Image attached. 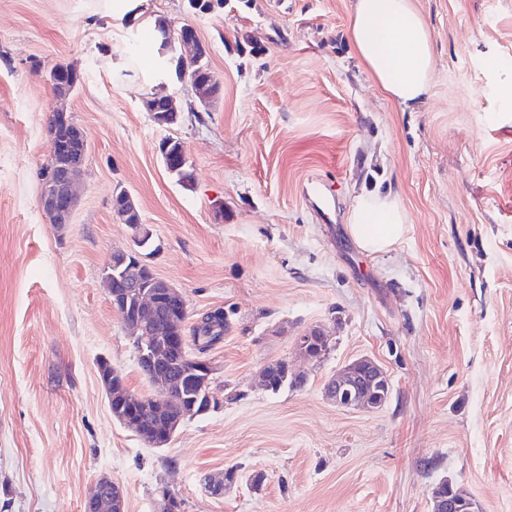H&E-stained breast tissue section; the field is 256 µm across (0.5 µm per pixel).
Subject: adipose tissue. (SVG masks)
I'll return each mask as SVG.
<instances>
[{
  "mask_svg": "<svg viewBox=\"0 0 512 512\" xmlns=\"http://www.w3.org/2000/svg\"><path fill=\"white\" fill-rule=\"evenodd\" d=\"M348 35L356 54L385 94L410 108L430 86L434 54L427 24L412 0H355ZM408 216L393 192L354 198L347 230L366 253L379 255L403 238Z\"/></svg>",
  "mask_w": 512,
  "mask_h": 512,
  "instance_id": "ef3b65f1",
  "label": "adipose tissue"
}]
</instances>
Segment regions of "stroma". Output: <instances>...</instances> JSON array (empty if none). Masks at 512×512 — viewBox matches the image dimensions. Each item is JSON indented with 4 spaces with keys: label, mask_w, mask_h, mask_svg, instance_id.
<instances>
[{
    "label": "stroma",
    "mask_w": 512,
    "mask_h": 512,
    "mask_svg": "<svg viewBox=\"0 0 512 512\" xmlns=\"http://www.w3.org/2000/svg\"><path fill=\"white\" fill-rule=\"evenodd\" d=\"M433 44L423 102L402 110L347 37L353 0H0V512H83L94 481L124 512H432L441 480L478 512H512V0H413ZM195 24L219 91L201 107L190 72L163 77L154 22ZM73 65L65 105L87 152L72 221L39 206L57 105L46 73ZM173 96L157 124L151 94ZM181 141L191 179L159 153ZM335 184L336 218L299 187ZM131 193L151 233L139 248L184 294L185 331L223 310L205 355L219 405L152 448L112 415L106 359L140 396L155 387L103 283L134 246L113 216ZM396 193L402 241L373 256L349 237L360 193ZM319 326L321 362L296 339ZM370 358L391 393L373 410L336 405L325 385ZM284 360L307 381L265 390ZM238 468L212 494L211 480ZM265 481L253 488L250 473ZM102 497L109 503L111 510L115 512H122L124 505V495L121 487L106 476H102L93 485L90 493L88 494L84 511L85 512H98L102 504Z\"/></svg>",
    "instance_id": "1"
}]
</instances>
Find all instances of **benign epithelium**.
<instances>
[{"label":"benign epithelium","mask_w":512,"mask_h":512,"mask_svg":"<svg viewBox=\"0 0 512 512\" xmlns=\"http://www.w3.org/2000/svg\"><path fill=\"white\" fill-rule=\"evenodd\" d=\"M177 34L184 49L187 60L201 61L200 50L203 46L195 26L187 21L177 27H168L164 35ZM147 111L160 115L159 122L173 124L178 119L179 110L174 99L162 105L145 102ZM53 123L69 129L73 140L79 143L78 155L74 158L57 154L54 138H49L50 162L48 167L54 171V176L41 185L40 207L53 224L71 223L77 198L75 194L76 180L81 172V166L86 154L87 141L84 131L72 120V115L63 110L52 112ZM113 210L116 218L130 225L138 232L135 242L140 243L149 233L140 224V217L135 202L129 192H124L115 203ZM148 266L140 260L138 251H114L104 268V278L108 284L109 295L123 289L126 306L131 309L132 321L128 325L134 337L137 356L143 373L153 382L162 386L163 392L157 398L136 399L139 407L122 417L120 422L134 431L142 440L152 447H163L170 443L177 426V420L168 421L167 428L160 431H146L147 425L154 422L152 410L165 406L170 399L171 387L169 371L179 367L181 379L188 385L209 384L212 367L207 361H194L190 366H179L175 362L162 363L152 350L155 340L163 341L170 348H181L184 336L179 332L178 323L184 319L188 311L184 294L158 278L155 274H146ZM384 377V370L376 362L368 361V372L363 375L349 365L336 374V384L326 389L327 395L337 404L346 403L358 405L360 389L364 385H374ZM107 500L114 512H123L124 495L121 487L106 476H102L93 485L88 494L85 512H100L102 500Z\"/></svg>","instance_id":"1"}]
</instances>
